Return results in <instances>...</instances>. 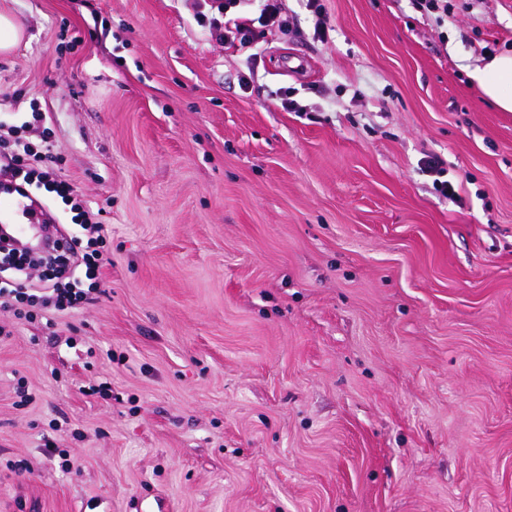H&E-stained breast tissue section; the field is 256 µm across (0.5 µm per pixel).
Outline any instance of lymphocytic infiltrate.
<instances>
[{
  "label": "lymphocytic infiltrate",
  "mask_w": 512,
  "mask_h": 512,
  "mask_svg": "<svg viewBox=\"0 0 512 512\" xmlns=\"http://www.w3.org/2000/svg\"><path fill=\"white\" fill-rule=\"evenodd\" d=\"M216 16L208 20L212 36L243 51L256 47L255 26L274 27L288 33L291 22L283 0H213ZM40 112L20 116L18 121L0 119V170L9 173L12 187L25 190L36 185L56 194L69 206L78 224V234L69 236L67 247H48L34 262L46 274L39 287L27 286V266L12 252L0 250V307L13 310L20 320L32 319L35 311H65L93 300L98 294L101 268L107 263L106 228L92 221L79 187L59 174L53 152V134ZM43 125L40 144L30 142L25 132Z\"/></svg>",
  "instance_id": "1"
}]
</instances>
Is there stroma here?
Wrapping results in <instances>:
<instances>
[{"mask_svg":"<svg viewBox=\"0 0 512 512\" xmlns=\"http://www.w3.org/2000/svg\"><path fill=\"white\" fill-rule=\"evenodd\" d=\"M286 5L252 56L204 0H0L110 259L0 308V512H512V112L466 72L512 0Z\"/></svg>","mask_w":512,"mask_h":512,"instance_id":"35a3bbf8","label":"stroma"}]
</instances>
